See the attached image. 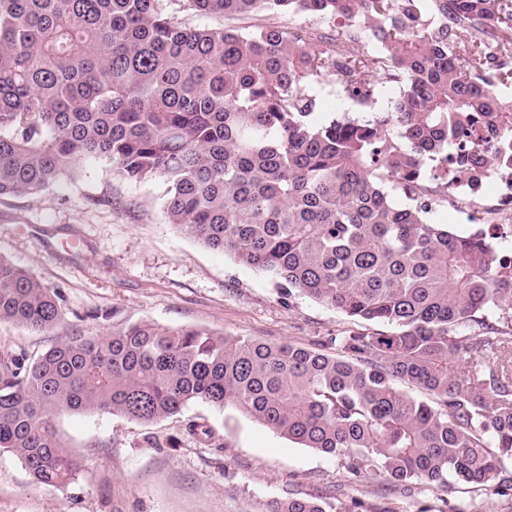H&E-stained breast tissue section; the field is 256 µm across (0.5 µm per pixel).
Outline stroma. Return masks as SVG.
Wrapping results in <instances>:
<instances>
[{"mask_svg":"<svg viewBox=\"0 0 512 512\" xmlns=\"http://www.w3.org/2000/svg\"><path fill=\"white\" fill-rule=\"evenodd\" d=\"M164 181L135 184L89 157L76 176L36 195L0 197V258L63 297L49 334L0 323V350L38 357L74 331L106 334L132 322L312 346L357 325L305 296L282 300L264 274L165 224ZM206 424L211 435L187 431ZM79 470L33 483L0 453V512H264L267 501L316 496L335 512H512V495L484 488L351 482L340 461L204 403L150 424L105 413L55 420Z\"/></svg>","mask_w":512,"mask_h":512,"instance_id":"stroma-1","label":"stroma"}]
</instances>
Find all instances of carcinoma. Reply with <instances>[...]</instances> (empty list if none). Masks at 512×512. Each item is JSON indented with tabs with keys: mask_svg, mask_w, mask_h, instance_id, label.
<instances>
[{
	"mask_svg": "<svg viewBox=\"0 0 512 512\" xmlns=\"http://www.w3.org/2000/svg\"><path fill=\"white\" fill-rule=\"evenodd\" d=\"M508 0H0V196L103 157L167 183L165 223L362 328L321 347L136 322L0 353V452L63 485L61 413L151 423L232 408L361 482L512 491V250L434 222L448 164L512 177ZM258 12L344 20L337 34ZM328 75L372 118L320 111ZM400 192L399 203L391 191ZM63 299L0 259V323L49 333ZM411 389L423 390L417 399ZM266 512H333L319 498Z\"/></svg>",
	"mask_w": 512,
	"mask_h": 512,
	"instance_id": "cac0c4a2",
	"label": "carcinoma"
}]
</instances>
